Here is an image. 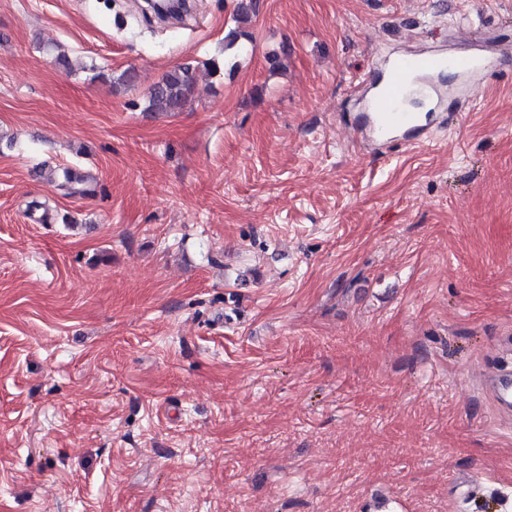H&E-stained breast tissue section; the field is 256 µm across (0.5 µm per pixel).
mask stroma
Masks as SVG:
<instances>
[{
    "label": "stroma",
    "mask_w": 512,
    "mask_h": 512,
    "mask_svg": "<svg viewBox=\"0 0 512 512\" xmlns=\"http://www.w3.org/2000/svg\"><path fill=\"white\" fill-rule=\"evenodd\" d=\"M201 3L0 0V512H512V67L419 144L351 130L400 52L512 51V0H259L232 65ZM197 71L196 66L189 64L177 66L164 74L161 80L149 89L145 99V111L180 112L194 91L198 80ZM55 178L51 179L57 190L66 197H94L98 193V185L89 177H73L67 168H62ZM483 388L495 409L502 415L512 414V363L483 378Z\"/></svg>",
    "instance_id": "obj_1"
}]
</instances>
